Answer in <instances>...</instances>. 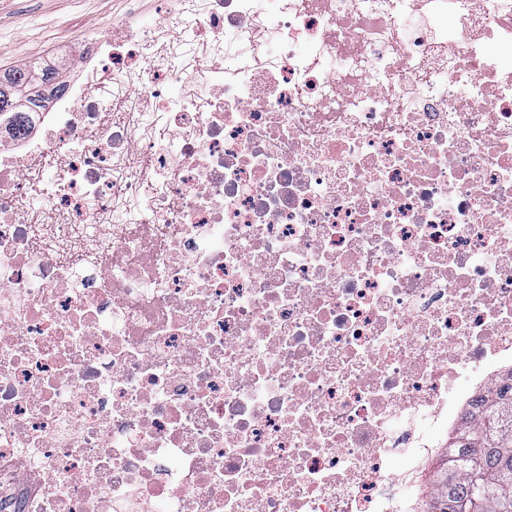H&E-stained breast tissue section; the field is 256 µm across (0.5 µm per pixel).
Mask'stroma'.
<instances>
[{
    "label": "stroma",
    "mask_w": 512,
    "mask_h": 512,
    "mask_svg": "<svg viewBox=\"0 0 512 512\" xmlns=\"http://www.w3.org/2000/svg\"><path fill=\"white\" fill-rule=\"evenodd\" d=\"M154 12L153 0H0V74L32 62L78 74L76 53L88 36H112L132 8Z\"/></svg>",
    "instance_id": "1"
}]
</instances>
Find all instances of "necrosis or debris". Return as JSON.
Listing matches in <instances>:
<instances>
[{
    "mask_svg": "<svg viewBox=\"0 0 512 512\" xmlns=\"http://www.w3.org/2000/svg\"><path fill=\"white\" fill-rule=\"evenodd\" d=\"M511 52L512 0L87 39L0 125V512H411L512 358Z\"/></svg>",
    "mask_w": 512,
    "mask_h": 512,
    "instance_id": "1",
    "label": "necrosis or debris"
}]
</instances>
